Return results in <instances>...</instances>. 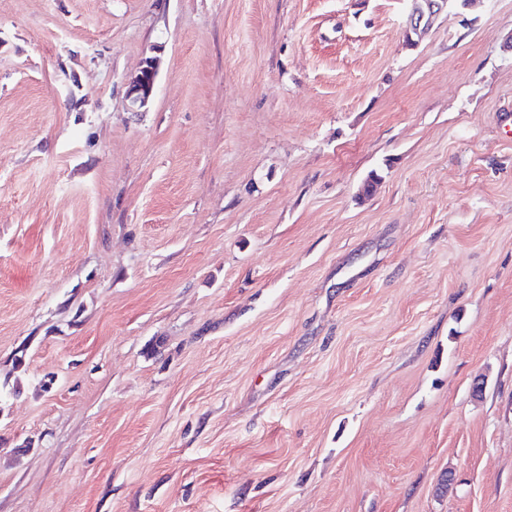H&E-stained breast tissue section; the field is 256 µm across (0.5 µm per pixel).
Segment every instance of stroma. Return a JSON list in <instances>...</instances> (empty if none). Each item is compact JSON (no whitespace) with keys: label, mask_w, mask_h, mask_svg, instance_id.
<instances>
[{"label":"stroma","mask_w":512,"mask_h":512,"mask_svg":"<svg viewBox=\"0 0 512 512\" xmlns=\"http://www.w3.org/2000/svg\"><path fill=\"white\" fill-rule=\"evenodd\" d=\"M408 13L0 0V512H512V0ZM410 12L406 28L407 36L428 29L434 18L448 7L452 0H408ZM156 77V65L150 59L146 60L139 73L128 81L127 98L132 110L137 112L147 106L153 93Z\"/></svg>","instance_id":"35a3bbf8"}]
</instances>
